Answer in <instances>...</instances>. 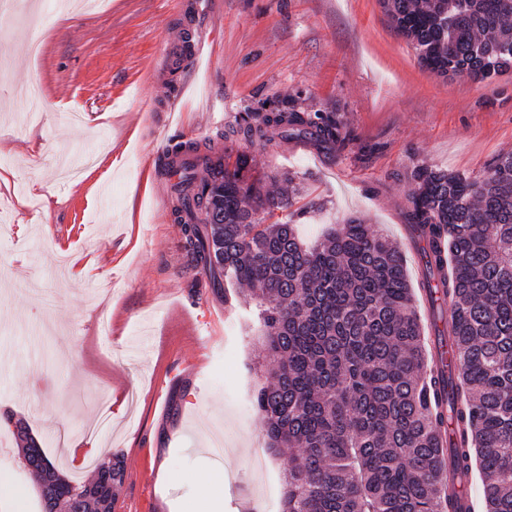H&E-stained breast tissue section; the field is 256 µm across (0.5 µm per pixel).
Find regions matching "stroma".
Returning a JSON list of instances; mask_svg holds the SVG:
<instances>
[{
	"mask_svg": "<svg viewBox=\"0 0 512 512\" xmlns=\"http://www.w3.org/2000/svg\"><path fill=\"white\" fill-rule=\"evenodd\" d=\"M58 2L0 15V415L24 420L69 478L120 455L114 512H195L213 470L228 483L220 512H279L285 464L239 410L268 361L251 300L225 304L194 267L165 155L212 146L230 164L250 154L267 179L297 174L301 203L316 205L296 221L303 239L361 218L399 244L416 285L407 176L475 178L512 152V71L443 80L379 0ZM187 27L209 41L192 69L162 57ZM26 83L41 89L38 113L16 94ZM285 100L335 113L345 147L235 134L241 112ZM88 425L97 454L81 467L64 440ZM0 512H42L2 424Z\"/></svg>",
	"mask_w": 512,
	"mask_h": 512,
	"instance_id": "1",
	"label": "stroma"
}]
</instances>
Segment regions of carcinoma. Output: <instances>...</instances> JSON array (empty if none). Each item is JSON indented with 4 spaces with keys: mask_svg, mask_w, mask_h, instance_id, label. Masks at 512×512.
<instances>
[{
    "mask_svg": "<svg viewBox=\"0 0 512 512\" xmlns=\"http://www.w3.org/2000/svg\"><path fill=\"white\" fill-rule=\"evenodd\" d=\"M394 29L440 77L482 80L512 69V0H379ZM235 133L266 145L309 138L344 145L327 112L241 113ZM207 177L182 160L174 215L213 285L248 287L270 364L250 400L270 449L287 461L282 512H474L463 502L472 463L482 512H512V153L480 179L416 166L409 227L425 241L434 324L422 339L403 254L351 218L311 245L273 220L297 203L275 196L254 159L208 147ZM448 319L438 325L445 304ZM24 466L41 477L42 512H112L124 462L91 483L61 477L22 422ZM82 491L78 506L68 489Z\"/></svg>",
    "mask_w": 512,
    "mask_h": 512,
    "instance_id": "cac0c4a2",
    "label": "carcinoma"
}]
</instances>
